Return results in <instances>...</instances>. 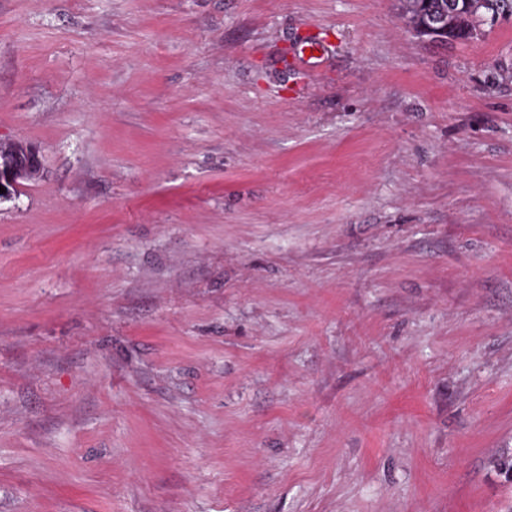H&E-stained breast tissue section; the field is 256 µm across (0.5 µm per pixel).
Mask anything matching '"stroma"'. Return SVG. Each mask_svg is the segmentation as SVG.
<instances>
[{
    "mask_svg": "<svg viewBox=\"0 0 512 512\" xmlns=\"http://www.w3.org/2000/svg\"><path fill=\"white\" fill-rule=\"evenodd\" d=\"M512 18L0 0V512H512ZM493 15L501 19L512 17V0H453L448 7V25L445 16L435 18L430 25H422L419 31L445 32L441 42H468L482 35L481 25L496 22ZM499 18V19H500ZM30 152L32 155V160L25 166L9 165L2 167L0 164V185L4 187V190H6V193L0 194L1 201L13 199L14 197L12 192L16 194L17 189L15 188H18L19 182L23 180L27 175L32 174L36 169H38V164L40 162L39 154L34 149H31ZM3 169L5 171V175L1 179V172Z\"/></svg>",
    "mask_w": 512,
    "mask_h": 512,
    "instance_id": "35a3bbf8",
    "label": "stroma"
}]
</instances>
